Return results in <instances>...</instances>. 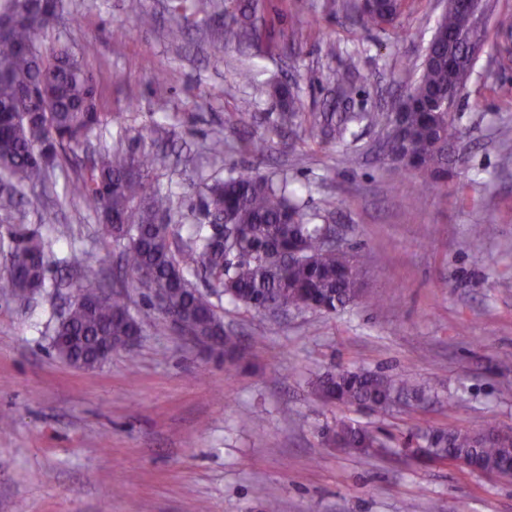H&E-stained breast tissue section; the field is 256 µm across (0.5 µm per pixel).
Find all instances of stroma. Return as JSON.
Returning a JSON list of instances; mask_svg holds the SVG:
<instances>
[{
  "label": "stroma",
  "mask_w": 512,
  "mask_h": 512,
  "mask_svg": "<svg viewBox=\"0 0 512 512\" xmlns=\"http://www.w3.org/2000/svg\"><path fill=\"white\" fill-rule=\"evenodd\" d=\"M66 4L52 34L75 43L115 115L92 144L157 155L150 180L173 197L174 232L203 221L206 183L284 174L316 223L360 254L363 290L336 313L275 316L212 296L250 352L239 369L129 287L138 344L79 370L51 348L83 274L73 254L88 253L105 285L129 276L95 214L28 191L23 207L0 210V226L39 227L49 271L30 306L0 292V512H264L269 498L278 512H512V480L345 451L321 435L340 420L396 434L420 421L512 429V367L497 364L512 354V141L501 138L512 128V31L496 23L512 0H488L485 48L452 109L460 160L445 183L402 182L378 155L379 128L352 127L341 144L308 133L324 113L385 111L409 92L442 0H405L396 26L372 30L356 21L358 0H222L212 21L189 0ZM143 15L152 27L139 26ZM234 20L258 39L217 50L218 29ZM175 24L185 41L168 39ZM283 85L292 102L278 96ZM245 98L244 127L235 110ZM288 105L299 119L282 129ZM217 137L220 155L209 151ZM257 138L261 156L248 149ZM478 227L484 239L470 242ZM357 367L411 377L427 390L424 409L317 397L319 377Z\"/></svg>",
  "instance_id": "stroma-1"
}]
</instances>
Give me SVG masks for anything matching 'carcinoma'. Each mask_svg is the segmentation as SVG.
Instances as JSON below:
<instances>
[{"label": "carcinoma", "instance_id": "carcinoma-1", "mask_svg": "<svg viewBox=\"0 0 512 512\" xmlns=\"http://www.w3.org/2000/svg\"><path fill=\"white\" fill-rule=\"evenodd\" d=\"M20 0H0V18L14 19L9 35L0 39V208L21 205L17 187H48L50 172L76 154L112 113L100 111L93 73L72 46L61 40L44 42L52 28L51 14L30 9L18 12ZM400 14L398 0H379L371 10L361 9L365 27L393 24ZM465 16L448 9L439 20L426 49L419 77L411 88L414 105L400 116L401 134L385 135L384 158L408 174L448 176L457 162V131L453 123L430 111L432 103L458 98V78L448 73V53H460L459 35ZM246 25L228 26L219 48L256 37ZM32 83L51 89L48 112L19 110L23 91ZM326 124L311 126L309 135L325 139L336 125L344 140L353 124L364 121L389 129L393 112L328 113ZM158 158L150 153L102 150L91 155L84 172L69 180L66 195L99 217L101 234L122 246L123 268L133 287L148 300L162 294L165 312L177 316L197 336H218L224 322L207 296L190 279L203 272L213 291L264 311L295 308L336 312L353 304L361 284L353 271L360 257L323 245L326 227L314 224L288 193L285 179L240 173L207 187L204 210L207 223L195 224L183 238L172 231L167 217L170 196L152 190L149 172ZM0 252L10 266L0 277V288L10 289L19 302L45 288L48 243L36 227H12L0 233ZM76 299L54 329L51 347L63 363L90 370L100 363V345H125L140 330L122 291L103 287L87 273L75 285ZM224 356L233 362L248 358L235 336H224ZM317 396L337 405L370 410L399 402L419 403L424 389L409 378L365 369L328 372L316 383ZM338 448L367 454L373 448H416L425 445L431 458L442 462L473 459L499 477L512 476V434L496 428L482 432L415 425L400 442L378 429L338 421L323 433Z\"/></svg>", "mask_w": 512, "mask_h": 512}]
</instances>
